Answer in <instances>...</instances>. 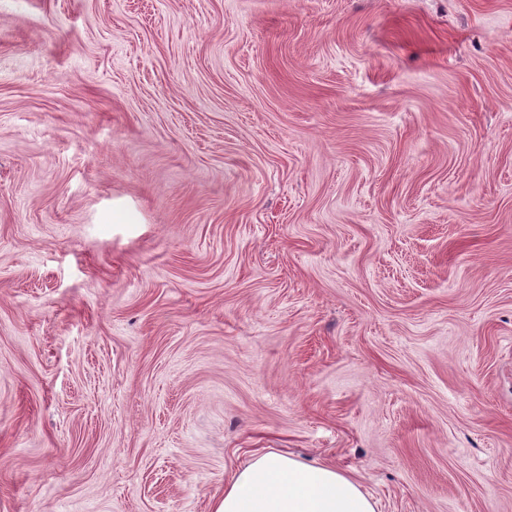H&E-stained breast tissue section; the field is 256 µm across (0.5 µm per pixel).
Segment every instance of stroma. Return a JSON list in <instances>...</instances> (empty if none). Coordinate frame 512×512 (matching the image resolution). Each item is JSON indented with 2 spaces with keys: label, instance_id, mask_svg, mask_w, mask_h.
<instances>
[{
  "label": "stroma",
  "instance_id": "1",
  "mask_svg": "<svg viewBox=\"0 0 512 512\" xmlns=\"http://www.w3.org/2000/svg\"><path fill=\"white\" fill-rule=\"evenodd\" d=\"M267 452L512 512V0H0V512Z\"/></svg>",
  "mask_w": 512,
  "mask_h": 512
}]
</instances>
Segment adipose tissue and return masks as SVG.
I'll return each mask as SVG.
<instances>
[{"label":"adipose tissue","mask_w":512,"mask_h":512,"mask_svg":"<svg viewBox=\"0 0 512 512\" xmlns=\"http://www.w3.org/2000/svg\"><path fill=\"white\" fill-rule=\"evenodd\" d=\"M214 512H376L343 471L267 453L254 457L224 487Z\"/></svg>","instance_id":"ef3b65f1"}]
</instances>
